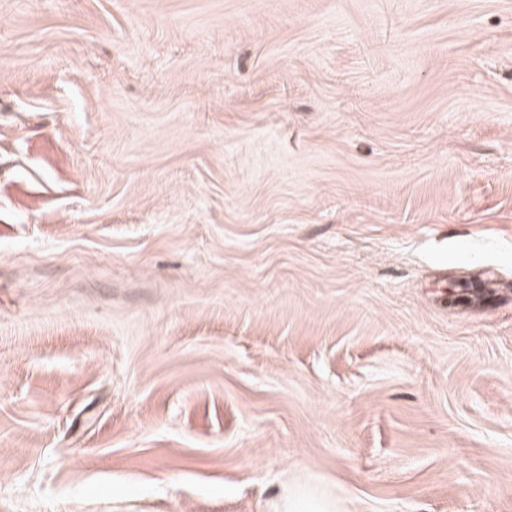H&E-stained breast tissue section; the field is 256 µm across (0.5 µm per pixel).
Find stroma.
I'll return each mask as SVG.
<instances>
[{
	"label": "stroma",
	"mask_w": 512,
	"mask_h": 512,
	"mask_svg": "<svg viewBox=\"0 0 512 512\" xmlns=\"http://www.w3.org/2000/svg\"><path fill=\"white\" fill-rule=\"evenodd\" d=\"M289 485L512 512V0H0V512Z\"/></svg>",
	"instance_id": "35a3bbf8"
}]
</instances>
